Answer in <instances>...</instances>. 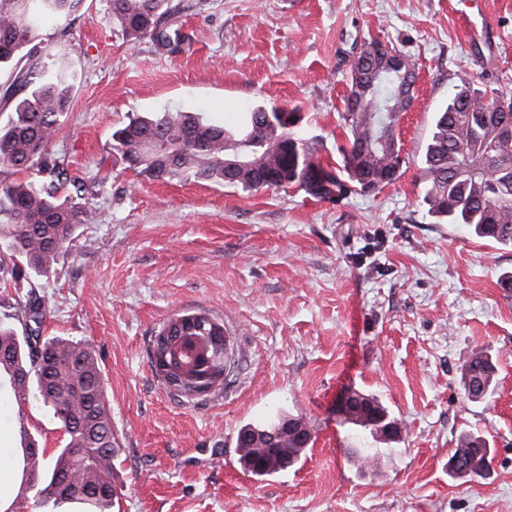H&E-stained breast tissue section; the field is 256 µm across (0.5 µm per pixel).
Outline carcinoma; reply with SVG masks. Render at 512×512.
Listing matches in <instances>:
<instances>
[{
	"instance_id": "1",
	"label": "carcinoma",
	"mask_w": 512,
	"mask_h": 512,
	"mask_svg": "<svg viewBox=\"0 0 512 512\" xmlns=\"http://www.w3.org/2000/svg\"><path fill=\"white\" fill-rule=\"evenodd\" d=\"M83 0H0V70L13 69L14 85L23 95L11 97V110L0 112V243L13 266L0 276L16 282L30 274L49 276L58 256L67 249L76 228L92 221V213L62 193L71 182L65 158L51 150L52 141L72 101L73 85L66 71L52 61L53 72L22 64L39 55L35 41L48 24L61 26L78 11ZM112 24L134 40L148 38L157 49L180 53L189 36L174 21V0H106ZM365 56L351 63L349 93L363 96L360 112L349 111L344 101L341 117L347 145L338 148L342 162L325 167L314 160V146L296 131L297 113L257 106L243 113L237 124L224 126L195 112H152L131 120L112 134V146L127 167L149 180L180 179L228 185L246 192L267 188L262 175L272 169L284 179L274 188L301 187L309 195L338 201L364 192L368 171L382 179L387 169H401V153L394 151L397 127L406 112L404 98L413 99L414 64L402 51L379 39L368 42ZM394 51L401 68L370 73L382 47ZM512 95L489 98L474 88V80L459 78L438 112L425 156L426 183L423 203L428 213L449 224H463L480 238L512 247ZM252 139L250 162L233 169L229 162L240 145ZM24 173L23 179L12 175ZM194 319L181 335L192 336L191 347L175 355L188 363L209 351L204 372L211 377L234 374L238 360L224 358V351L208 346V337L224 335V325L206 312ZM495 367L478 350L461 365L464 394L472 402L487 400L495 390ZM9 386L17 400L33 396L63 429L65 444L45 464L43 455L26 453L35 448L25 428H20L17 467L20 491L5 512H18L29 489L36 490L35 505L55 507L79 504L82 512H112L116 490L112 460L117 442L106 400L102 372L93 353L80 341L55 336H19L0 322V384ZM280 421L246 424L238 436L252 445L237 443L238 462L255 477L280 473L295 465L304 449L290 438L279 437L278 452L287 461L262 465L265 442L277 432ZM489 443L479 435L462 434L453 455L473 454L475 475L488 464ZM78 490L63 495L57 486L64 480Z\"/></svg>"
}]
</instances>
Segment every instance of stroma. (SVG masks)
Listing matches in <instances>:
<instances>
[{
    "label": "stroma",
    "mask_w": 512,
    "mask_h": 512,
    "mask_svg": "<svg viewBox=\"0 0 512 512\" xmlns=\"http://www.w3.org/2000/svg\"><path fill=\"white\" fill-rule=\"evenodd\" d=\"M182 53L129 40L105 0H84L69 30L41 38L73 77L53 150L68 156L75 202L95 214L49 277L0 283V321L86 343L102 371L112 430L115 512H512V248L441 224L423 202L437 110L461 76L512 93V0H175ZM391 42L416 66L397 129L401 176L340 201L298 186L246 192L152 181L126 168L112 133L148 112L235 123L264 104L298 109L322 163L339 162L351 62L364 40ZM208 311L234 337L231 384L172 396L148 350L170 317ZM484 349L496 391L466 399L460 366ZM379 397L402 426L374 465L352 448L345 391ZM303 417L314 439L293 468L240 478L239 429ZM28 431L53 457L59 424L35 400L0 402V453ZM492 449L485 477L454 479L460 434Z\"/></svg>",
    "instance_id": "1"
}]
</instances>
